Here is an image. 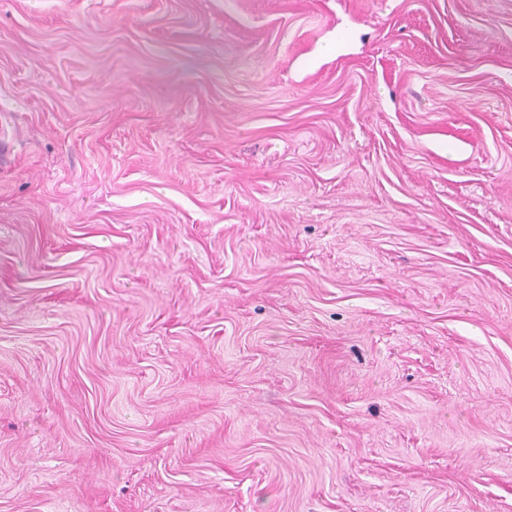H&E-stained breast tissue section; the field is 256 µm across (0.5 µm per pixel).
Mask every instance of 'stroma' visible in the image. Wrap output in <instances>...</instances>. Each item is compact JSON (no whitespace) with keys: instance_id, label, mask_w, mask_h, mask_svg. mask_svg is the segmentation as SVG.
<instances>
[{"instance_id":"1","label":"stroma","mask_w":512,"mask_h":512,"mask_svg":"<svg viewBox=\"0 0 512 512\" xmlns=\"http://www.w3.org/2000/svg\"><path fill=\"white\" fill-rule=\"evenodd\" d=\"M0 512H512V0H0Z\"/></svg>"}]
</instances>
